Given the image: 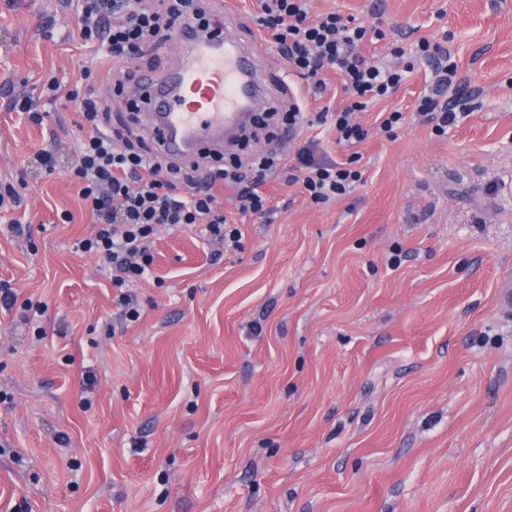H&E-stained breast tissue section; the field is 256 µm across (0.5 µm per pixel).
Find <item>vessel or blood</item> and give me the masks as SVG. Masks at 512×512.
I'll return each instance as SVG.
<instances>
[{"mask_svg":"<svg viewBox=\"0 0 512 512\" xmlns=\"http://www.w3.org/2000/svg\"><path fill=\"white\" fill-rule=\"evenodd\" d=\"M169 43L181 51L178 64L147 73L132 90L142 99L154 145L178 159L223 151L253 113L270 106L272 95L257 67L262 41L216 25L203 35L185 23Z\"/></svg>","mask_w":512,"mask_h":512,"instance_id":"b4317fda","label":"vessel or blood"}]
</instances>
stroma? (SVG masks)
<instances>
[{
    "label": "stroma",
    "mask_w": 512,
    "mask_h": 512,
    "mask_svg": "<svg viewBox=\"0 0 512 512\" xmlns=\"http://www.w3.org/2000/svg\"><path fill=\"white\" fill-rule=\"evenodd\" d=\"M376 23L366 55L449 49L465 115L435 135L414 106L431 69L359 114L398 110L395 138L337 144L362 180L315 205L272 175L271 219L218 197L242 246L211 257L164 231L127 322L65 173L72 107L13 98L70 81L91 55L62 0H0V181L25 175L23 234L0 231V512H512V0H311ZM52 149L55 173L29 167ZM72 214L71 222L59 217ZM43 309L44 335L21 319Z\"/></svg>",
    "instance_id": "35a3bbf8"
}]
</instances>
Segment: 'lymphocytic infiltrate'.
I'll return each instance as SVG.
<instances>
[{
  "mask_svg": "<svg viewBox=\"0 0 512 512\" xmlns=\"http://www.w3.org/2000/svg\"><path fill=\"white\" fill-rule=\"evenodd\" d=\"M80 2L76 29L82 44L118 67L131 55L154 53L180 21L206 23L212 17L209 0ZM252 21L270 34L289 71L314 92H323L326 71L342 77L347 104L311 114L302 102L293 101L282 114L292 131L326 124L335 129L337 141H362L369 132L354 122V114L395 93L406 79L405 70L368 58L361 50L368 35L382 36L381 28H369L335 12L311 14L309 0H259ZM413 52L433 62L416 110L436 134H446L457 122L461 104L460 97L449 94L456 85V65L450 52L427 41L419 42ZM93 74L92 66L79 65L70 82L49 81L38 94L16 97L12 108L39 124L43 121L37 110L39 97L74 106L82 136L68 175L79 184V195L93 220L90 234L76 248L101 259L126 320L134 322L140 317L128 288L152 277L159 232L200 225L211 244L225 249L239 246L241 233L221 207L216 185H239V212L264 218L272 209L258 187L276 172L289 170L290 181L316 203L348 194L362 179L352 161L333 160L311 139L298 143L293 157L264 156L247 171L220 155L181 164L144 143L118 148L124 132L113 127L111 106L96 94Z\"/></svg>",
  "mask_w": 512,
  "mask_h": 512,
  "instance_id": "obj_1",
  "label": "lymphocytic infiltrate"
}]
</instances>
